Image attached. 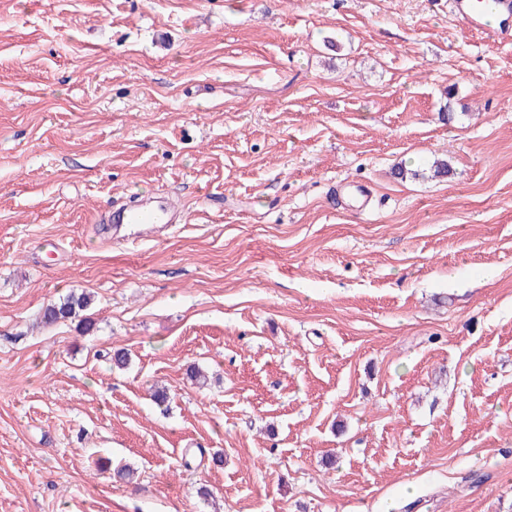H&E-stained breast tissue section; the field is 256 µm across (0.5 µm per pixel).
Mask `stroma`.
<instances>
[{
  "label": "stroma",
  "instance_id": "1",
  "mask_svg": "<svg viewBox=\"0 0 512 512\" xmlns=\"http://www.w3.org/2000/svg\"><path fill=\"white\" fill-rule=\"evenodd\" d=\"M82 291L93 331L38 326ZM0 512H512V42L448 0H0ZM178 215L167 205H160L148 211L119 209L113 212V224H170L176 222Z\"/></svg>",
  "mask_w": 512,
  "mask_h": 512
}]
</instances>
